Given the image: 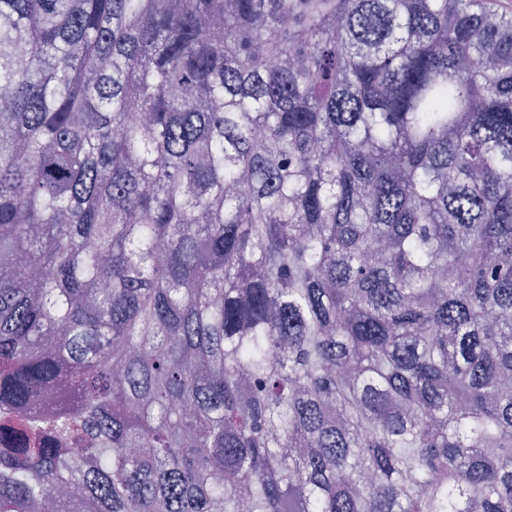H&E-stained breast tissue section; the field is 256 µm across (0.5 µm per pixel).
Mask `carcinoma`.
I'll return each instance as SVG.
<instances>
[{"instance_id": "obj_1", "label": "carcinoma", "mask_w": 512, "mask_h": 512, "mask_svg": "<svg viewBox=\"0 0 512 512\" xmlns=\"http://www.w3.org/2000/svg\"><path fill=\"white\" fill-rule=\"evenodd\" d=\"M0 432V512H512V14L0 0Z\"/></svg>"}]
</instances>
